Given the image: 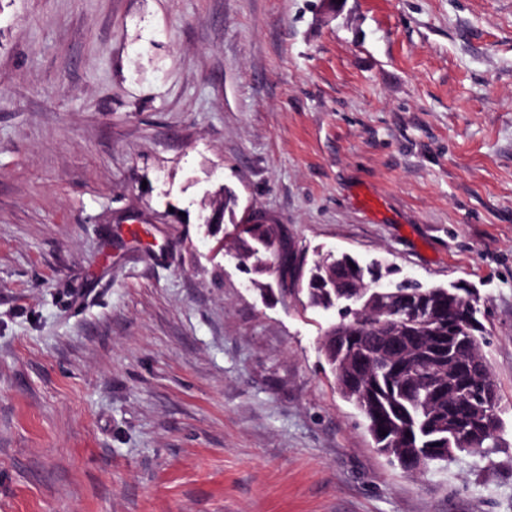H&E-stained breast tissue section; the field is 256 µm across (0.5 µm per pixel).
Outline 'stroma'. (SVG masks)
<instances>
[{
  "label": "stroma",
  "instance_id": "obj_1",
  "mask_svg": "<svg viewBox=\"0 0 512 512\" xmlns=\"http://www.w3.org/2000/svg\"><path fill=\"white\" fill-rule=\"evenodd\" d=\"M222 188L475 290L495 447L380 454ZM0 512H512V0H0Z\"/></svg>",
  "mask_w": 512,
  "mask_h": 512
}]
</instances>
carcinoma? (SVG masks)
<instances>
[{"mask_svg": "<svg viewBox=\"0 0 512 512\" xmlns=\"http://www.w3.org/2000/svg\"><path fill=\"white\" fill-rule=\"evenodd\" d=\"M224 212L235 224L252 271L262 275L279 269L286 281L288 257L276 224L236 221L235 200L224 196ZM383 278L378 265H363L343 255L331 264H315L306 294L313 307L338 309L339 320L327 328L321 351L342 395L362 414L378 451L410 473L408 458L423 467L443 460L436 449L448 447V417L463 423L461 433L480 448L488 447L497 428H488L470 412L469 402L481 383L493 378L480 354L489 332L473 330L472 345L455 343L477 319L476 305L461 298L459 289L396 282L384 296L386 311L364 312L359 319L341 311L354 304L358 290Z\"/></svg>", "mask_w": 512, "mask_h": 512, "instance_id": "1", "label": "carcinoma"}]
</instances>
